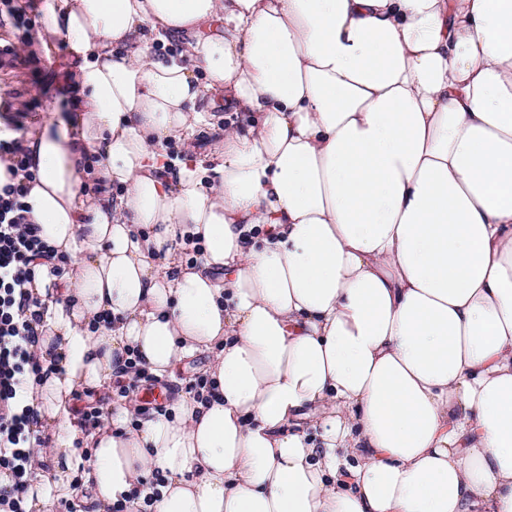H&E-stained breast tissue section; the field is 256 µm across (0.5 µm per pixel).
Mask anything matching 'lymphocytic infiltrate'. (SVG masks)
Listing matches in <instances>:
<instances>
[{
    "label": "lymphocytic infiltrate",
    "mask_w": 512,
    "mask_h": 512,
    "mask_svg": "<svg viewBox=\"0 0 512 512\" xmlns=\"http://www.w3.org/2000/svg\"><path fill=\"white\" fill-rule=\"evenodd\" d=\"M0 162L9 174L0 186V474L10 480L0 488V512H26L38 414L28 401L25 381L42 369L33 327L41 302L27 285L35 267L52 255L25 203L33 175L22 126L0 137Z\"/></svg>",
    "instance_id": "obj_1"
}]
</instances>
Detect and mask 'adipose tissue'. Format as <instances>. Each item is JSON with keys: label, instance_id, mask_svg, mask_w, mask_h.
I'll return each mask as SVG.
<instances>
[{"label": "adipose tissue", "instance_id": "ef3b65f1", "mask_svg": "<svg viewBox=\"0 0 512 512\" xmlns=\"http://www.w3.org/2000/svg\"><path fill=\"white\" fill-rule=\"evenodd\" d=\"M39 11L83 103L26 143L66 259L30 284L55 453L28 512L84 447L93 512H512V0ZM219 95L247 130L170 161ZM206 351L210 402L82 431L75 393L131 355Z\"/></svg>", "mask_w": 512, "mask_h": 512}]
</instances>
